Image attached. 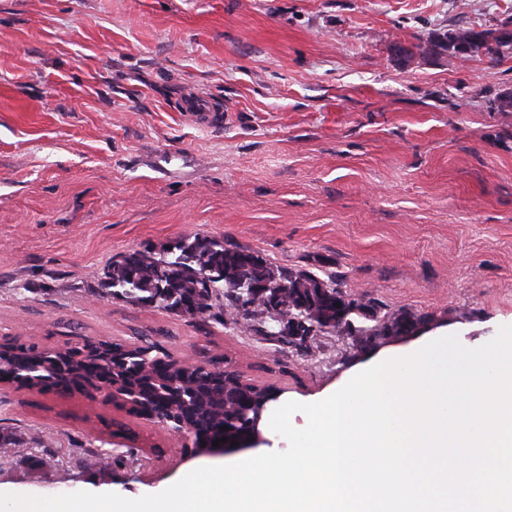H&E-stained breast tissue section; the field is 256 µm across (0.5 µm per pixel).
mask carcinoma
Wrapping results in <instances>:
<instances>
[{"instance_id":"obj_1","label":"carcinoma","mask_w":512,"mask_h":512,"mask_svg":"<svg viewBox=\"0 0 512 512\" xmlns=\"http://www.w3.org/2000/svg\"><path fill=\"white\" fill-rule=\"evenodd\" d=\"M101 280L112 289V294L130 303L176 312L183 307L185 315L191 318L214 319L221 323L225 315L239 308L240 293L235 288L238 282H275L280 285L283 308L274 315L263 300H249L250 308L244 311L242 319L249 328L257 324L263 326L260 334L270 340L305 353L310 350V338L273 332L277 320L303 315L298 310L301 304L312 309L307 318L308 324L316 325L315 335H340L342 327L352 323L356 326L353 340L362 349L383 330L396 336L426 321L425 317L409 310L387 309L367 292L361 294L359 300L369 316L352 314L346 302L350 294L339 287L335 278L278 268L258 253L239 247L228 248L222 240L199 234L183 238L158 253L145 250L116 255L104 267ZM5 353L11 354L20 367L31 374L44 375L39 369L43 357L37 347L7 346ZM132 353L138 355V361L116 367L101 366L89 355L85 361L73 364L72 372L87 382L106 373L128 386L144 387L147 394L160 402L167 399L176 383L185 394V401L178 408L187 420L202 430L223 429L238 417L242 401L258 403L264 395L256 386L236 379L230 388L236 397L224 398V391L208 381L209 371L220 368L222 360L218 358L208 360L206 365L183 369L169 354L154 351L150 346L136 348Z\"/></svg>"}]
</instances>
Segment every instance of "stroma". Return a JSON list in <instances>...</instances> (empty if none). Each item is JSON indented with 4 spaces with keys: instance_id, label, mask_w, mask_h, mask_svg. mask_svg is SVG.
Returning <instances> with one entry per match:
<instances>
[{
    "instance_id": "35a3bbf8",
    "label": "stroma",
    "mask_w": 512,
    "mask_h": 512,
    "mask_svg": "<svg viewBox=\"0 0 512 512\" xmlns=\"http://www.w3.org/2000/svg\"><path fill=\"white\" fill-rule=\"evenodd\" d=\"M512 0H0V338L207 352L278 403L316 401L356 363L231 322L112 296V256L196 234L335 275L475 348L512 325V52L429 45L493 30ZM195 95L212 126L185 116ZM176 436L80 395L0 384V493L163 491L249 451ZM112 454L107 468L86 466ZM485 32H490L486 31ZM485 32H475V29L473 28H454V29H448V32L444 33V38L442 42L452 40V41H463V42H456L454 45L448 43V54L455 55L456 57H463L470 59L471 57L475 56H469V55H480L484 58H488L489 56V49H495L497 47V39L503 38L505 42H508L510 37H512V25L506 24L504 25L497 33L491 35L489 33ZM482 35H491V36H484V38L481 41L471 43V42H465L469 40L472 36H482Z\"/></svg>"
}]
</instances>
